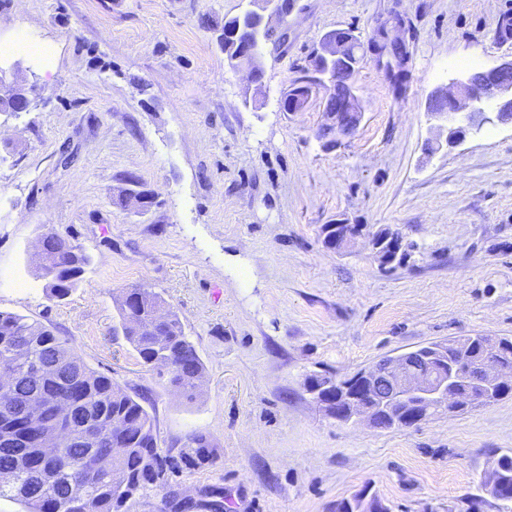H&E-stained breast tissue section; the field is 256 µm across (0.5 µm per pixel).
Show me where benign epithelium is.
Instances as JSON below:
<instances>
[{
    "mask_svg": "<svg viewBox=\"0 0 512 512\" xmlns=\"http://www.w3.org/2000/svg\"><path fill=\"white\" fill-rule=\"evenodd\" d=\"M298 0H249V9L242 19L257 22V28L265 33L277 31L275 23H284L297 8ZM356 41L340 37L332 32L322 40L317 64L330 68L336 59L347 53ZM246 63L238 65L249 71L252 81L262 78L260 52L256 45L241 47ZM499 76L494 86L485 88L478 84L474 74L469 72L462 79L453 80L445 87L433 90L427 100L426 112L434 122V135L428 140V151L438 150L442 144H455L467 135L477 133L494 122L512 125V60L503 61L489 68ZM354 75L341 80L344 91L336 99V106L326 109L329 121L327 129L336 131V139L326 142L333 146L339 138L348 137L359 126L364 112L356 89ZM311 94L304 83L295 85L291 95L284 96L283 107L300 108ZM12 95L20 97V112L31 111L36 88L16 87ZM362 228L351 224H328L324 229L327 247L341 250L361 236ZM373 248L385 266L401 261L404 256L403 237L390 230L377 238L371 237ZM350 382L362 390L363 401L351 407L349 420L362 422L371 428L380 427L377 412L392 410L414 400L416 410L405 415L400 425L409 428L418 425L439 413H453L482 404L494 391L512 387V369L495 359L484 358L468 364L463 360L452 364L430 353L427 348H418L396 357H384L371 366L348 376ZM349 386L336 387L333 394L321 396L313 390L311 394L322 405L326 414L341 420V404L350 401Z\"/></svg>",
    "mask_w": 512,
    "mask_h": 512,
    "instance_id": "1",
    "label": "benign epithelium"
}]
</instances>
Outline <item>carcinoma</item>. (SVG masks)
<instances>
[{"label":"carcinoma","mask_w":512,"mask_h":512,"mask_svg":"<svg viewBox=\"0 0 512 512\" xmlns=\"http://www.w3.org/2000/svg\"><path fill=\"white\" fill-rule=\"evenodd\" d=\"M372 45L377 61H386L394 89H402L407 78L404 47L387 41L382 31ZM36 261L41 277L49 280L51 297L59 300L79 286L90 264L80 246L51 232L42 235ZM164 304L150 288L125 289L119 302L121 330L143 365L167 367L170 384L191 399L204 366L178 315L170 310L164 320L155 317ZM4 380L23 400L71 402L97 430L99 441L74 442L51 408L33 416L0 402V472L16 474L15 484L0 489V497L20 502L25 512H128V504L157 490L163 493L160 512L194 507L192 500L169 491L171 478L213 461L209 437L195 431L178 457L164 453L142 399L89 367L69 340L39 322L0 311V382ZM114 421L121 423L120 430H112ZM47 437L55 439L50 455L41 447ZM494 467L498 500L512 503V452L499 455Z\"/></svg>","instance_id":"obj_1"}]
</instances>
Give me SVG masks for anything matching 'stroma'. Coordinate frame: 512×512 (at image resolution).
I'll list each match as a JSON object with an SVG mask.
<instances>
[{"label": "stroma", "mask_w": 512, "mask_h": 512, "mask_svg": "<svg viewBox=\"0 0 512 512\" xmlns=\"http://www.w3.org/2000/svg\"><path fill=\"white\" fill-rule=\"evenodd\" d=\"M246 0H0V41L49 46L0 60L39 99L0 112V311L52 328L94 370L143 394L162 450L206 434L212 463L172 481L224 491V512H335L371 487L390 512H462L497 454L512 452V397L375 430L324 415L311 375L346 377L434 341L512 336V126L488 124L425 156L426 100L512 59L495 33L512 0H299L260 82L215 39ZM408 52L395 94L366 57L357 131L327 149V98H281L325 34L368 44L380 25ZM153 197L125 200L124 174ZM390 228L408 244L384 266L368 239L328 249L322 227ZM53 232L91 258L51 298L35 267ZM142 285L175 311L204 364L198 395L173 392L118 333L116 300Z\"/></svg>", "instance_id": "35a3bbf8"}]
</instances>
